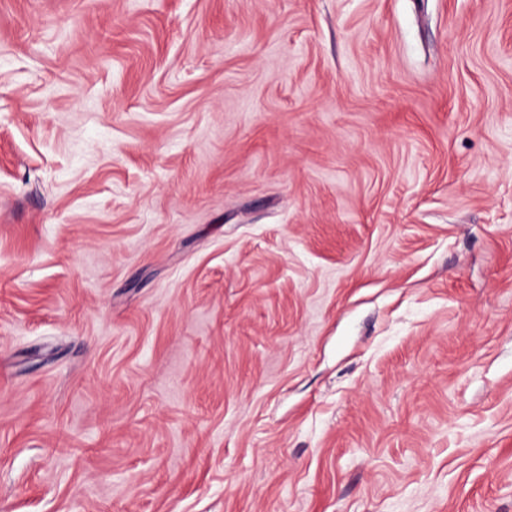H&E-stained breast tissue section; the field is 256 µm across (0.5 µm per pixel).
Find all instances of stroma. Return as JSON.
I'll list each match as a JSON object with an SVG mask.
<instances>
[{"mask_svg": "<svg viewBox=\"0 0 512 512\" xmlns=\"http://www.w3.org/2000/svg\"><path fill=\"white\" fill-rule=\"evenodd\" d=\"M0 512H512V0H0Z\"/></svg>", "mask_w": 512, "mask_h": 512, "instance_id": "35a3bbf8", "label": "stroma"}]
</instances>
